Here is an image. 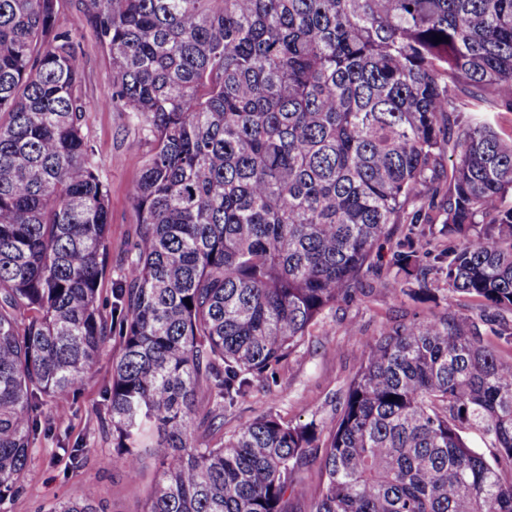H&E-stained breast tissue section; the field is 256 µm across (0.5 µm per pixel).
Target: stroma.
<instances>
[{
	"instance_id": "35a3bbf8",
	"label": "stroma",
	"mask_w": 512,
	"mask_h": 512,
	"mask_svg": "<svg viewBox=\"0 0 512 512\" xmlns=\"http://www.w3.org/2000/svg\"><path fill=\"white\" fill-rule=\"evenodd\" d=\"M58 23L82 36L86 64L81 88L88 104L83 131L95 151L109 199L110 266L100 286V296L106 301L113 282L123 278L131 261L137 214L129 189L140 176L149 144L128 113L101 105L112 93V69L86 28L78 0H60ZM421 230L418 224L392 225L364 268L355 296L337 302L310 327L300 346L282 363L276 383L256 387L216 419L214 438L229 437L245 420L264 415L292 424L328 423L363 361L366 340L377 336L384 326L421 318L447 306L452 295L436 272H429L426 279L433 301L423 302L396 289L390 260ZM120 351L119 338H111L93 371L82 379L78 396L59 400L55 413L58 433L38 441L28 462L24 490L6 504L5 512H49L76 489L103 503L108 512H145L158 473L155 459L145 458L142 475L134 481L120 469L101 465L116 454L112 431L104 421L102 392L112 379V359ZM66 439L81 440L86 446L82 467H72L61 447Z\"/></svg>"
}]
</instances>
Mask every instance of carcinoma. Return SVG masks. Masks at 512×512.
Wrapping results in <instances>:
<instances>
[{"mask_svg": "<svg viewBox=\"0 0 512 512\" xmlns=\"http://www.w3.org/2000/svg\"><path fill=\"white\" fill-rule=\"evenodd\" d=\"M80 9L112 68L103 105L150 138L135 260L104 312L109 210L80 36L59 0H0V507L24 490L51 402L118 336L112 463L136 480L158 461L146 512H300L312 456L309 512H512V362L452 310L374 337L326 425L265 416L196 437L276 380L391 224L440 225L454 244L413 240L391 265L423 288L433 259L512 344V136L487 117L512 112V0ZM53 512L105 510L77 490ZM317 468L318 464H312L307 470L300 474V479L297 483L294 492V503L298 504L302 512H307L310 495L317 483Z\"/></svg>", "mask_w": 512, "mask_h": 512, "instance_id": "carcinoma-1", "label": "carcinoma"}]
</instances>
